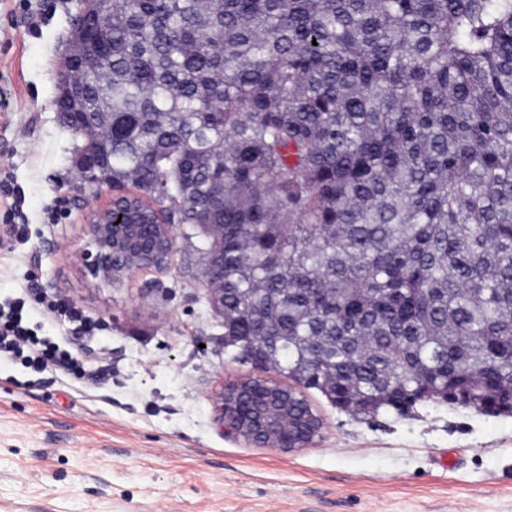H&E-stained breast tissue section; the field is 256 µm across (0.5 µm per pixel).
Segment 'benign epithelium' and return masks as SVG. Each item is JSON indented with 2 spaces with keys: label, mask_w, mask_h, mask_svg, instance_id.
I'll return each instance as SVG.
<instances>
[{
  "label": "benign epithelium",
  "mask_w": 512,
  "mask_h": 512,
  "mask_svg": "<svg viewBox=\"0 0 512 512\" xmlns=\"http://www.w3.org/2000/svg\"><path fill=\"white\" fill-rule=\"evenodd\" d=\"M97 16L92 0H83L74 20L78 46L84 44L87 22ZM88 235L92 248L81 254L82 261L94 275L116 284L147 267L165 269L174 249L176 225L152 224L142 210L122 204L114 195L92 210ZM202 276L211 287L213 310L224 314L221 248L203 254ZM290 391L296 388L272 384L264 377L228 384L214 400L216 422L224 435L257 447L305 448L319 435L322 421L296 409L288 400Z\"/></svg>",
  "instance_id": "benign-epithelium-1"
}]
</instances>
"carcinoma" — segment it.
<instances>
[{
	"label": "carcinoma",
	"mask_w": 512,
	"mask_h": 512,
	"mask_svg": "<svg viewBox=\"0 0 512 512\" xmlns=\"http://www.w3.org/2000/svg\"><path fill=\"white\" fill-rule=\"evenodd\" d=\"M90 187L224 246V346L337 406L512 396V0H103ZM317 45H312V42Z\"/></svg>",
	"instance_id": "1"
}]
</instances>
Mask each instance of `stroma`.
Listing matches in <instances>:
<instances>
[{"instance_id":"35a3bbf8","label":"stroma","mask_w":512,"mask_h":512,"mask_svg":"<svg viewBox=\"0 0 512 512\" xmlns=\"http://www.w3.org/2000/svg\"><path fill=\"white\" fill-rule=\"evenodd\" d=\"M78 0H0V301L78 360H0V512H512V416L445 402L324 422L292 451L225 437L222 386L259 376L224 349L202 253L177 236L164 272L113 285L81 261L93 207L56 105ZM96 325L77 336L46 302Z\"/></svg>"}]
</instances>
